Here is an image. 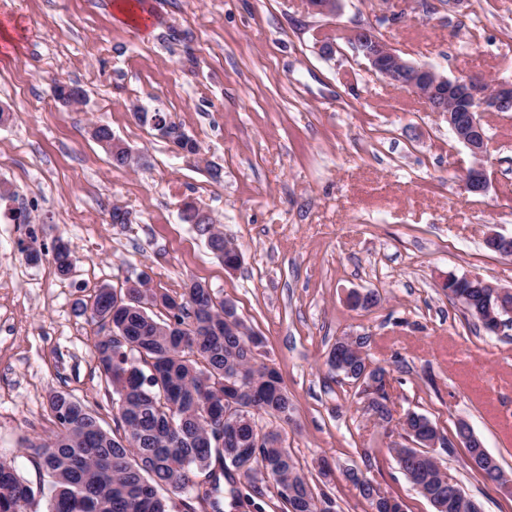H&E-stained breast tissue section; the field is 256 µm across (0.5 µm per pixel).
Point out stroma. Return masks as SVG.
<instances>
[{
  "label": "stroma",
  "instance_id": "1",
  "mask_svg": "<svg viewBox=\"0 0 512 512\" xmlns=\"http://www.w3.org/2000/svg\"><path fill=\"white\" fill-rule=\"evenodd\" d=\"M405 17L380 26L406 61L454 80H512V0H391ZM0 0L16 48L0 51V460L30 485L45 475L22 438L55 432L47 398L66 391L112 429V388L98 367L99 326L78 302L140 273L175 293L204 282L232 300L265 339L264 361L293 402L287 446L336 512H370L349 473L370 479L407 512H434L389 452L396 424L366 412L358 386L331 371L338 338L365 336L389 372L395 414L427 416L444 434L466 420L512 471V323L491 333L448 298V273L512 288V258L488 250L512 235V112L483 123L489 188L462 186L469 150L445 116L383 81L347 36L374 23L377 0H339L338 13L304 0ZM336 51H320L324 36ZM63 81L81 104L55 101ZM162 112L198 141L178 154L135 107ZM111 128L147 166L113 167L89 128ZM219 170L212 178L211 170ZM208 212L241 253L228 271L206 236L182 219ZM129 221L111 220L113 205ZM75 258L69 275L56 241ZM42 251L38 262L25 250ZM380 301L352 309L350 291ZM447 474L482 512L512 499L470 469L465 448H436Z\"/></svg>",
  "mask_w": 512,
  "mask_h": 512
}]
</instances>
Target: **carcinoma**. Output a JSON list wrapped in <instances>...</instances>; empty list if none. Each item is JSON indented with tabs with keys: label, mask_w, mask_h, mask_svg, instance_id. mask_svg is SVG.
<instances>
[{
	"label": "carcinoma",
	"mask_w": 512,
	"mask_h": 512,
	"mask_svg": "<svg viewBox=\"0 0 512 512\" xmlns=\"http://www.w3.org/2000/svg\"><path fill=\"white\" fill-rule=\"evenodd\" d=\"M183 221L208 233L211 249L228 259L238 254L215 229L212 219L193 205ZM52 258L60 274L74 264L60 241ZM166 311V318L154 310ZM91 318L102 336L95 354L112 386L115 429L65 391L49 396L57 433L40 442L24 440L34 451L48 484L32 486L0 460V512H31L40 500L46 512H174L160 495L165 488L181 497L184 512L195 507L224 512L221 480L237 471L260 492L257 481L269 479L288 512H333L334 500L317 492L294 460L276 424L288 423L293 405L278 372L260 360L264 341L237 319L203 283H185L179 296L156 292L143 275L135 285L116 291L98 289ZM367 338L336 341L329 365L341 353L348 373L363 363L358 350ZM368 408L392 420L387 392L378 388ZM266 418L269 440L257 447L258 420ZM407 440L419 444L392 449L397 465L434 512H481L470 496L448 497V474L424 440L437 426L423 414L408 412L402 422ZM370 512H391L390 498L369 480L354 479Z\"/></svg>",
	"instance_id": "cac0c4a2"
}]
</instances>
